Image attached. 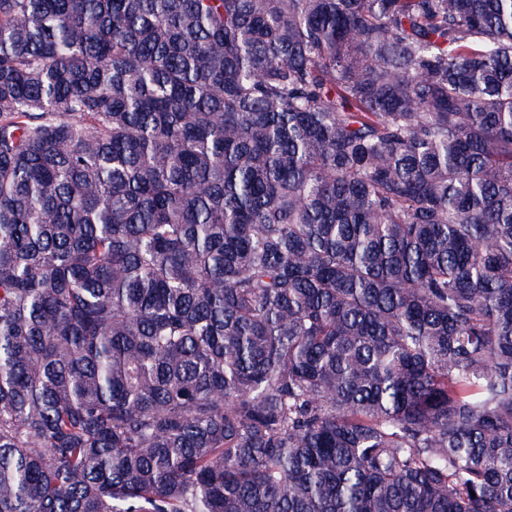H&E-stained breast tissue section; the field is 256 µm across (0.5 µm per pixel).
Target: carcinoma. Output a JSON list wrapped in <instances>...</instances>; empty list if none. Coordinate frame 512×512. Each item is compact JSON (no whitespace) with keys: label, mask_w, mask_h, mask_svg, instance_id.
<instances>
[{"label":"carcinoma","mask_w":512,"mask_h":512,"mask_svg":"<svg viewBox=\"0 0 512 512\" xmlns=\"http://www.w3.org/2000/svg\"><path fill=\"white\" fill-rule=\"evenodd\" d=\"M0 512H512V0H0Z\"/></svg>","instance_id":"cac0c4a2"}]
</instances>
